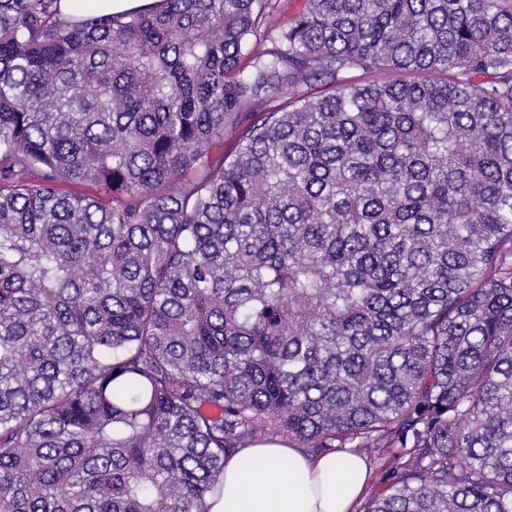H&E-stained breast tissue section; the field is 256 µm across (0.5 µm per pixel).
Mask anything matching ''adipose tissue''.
Masks as SVG:
<instances>
[{
    "instance_id": "obj_1",
    "label": "adipose tissue",
    "mask_w": 512,
    "mask_h": 512,
    "mask_svg": "<svg viewBox=\"0 0 512 512\" xmlns=\"http://www.w3.org/2000/svg\"><path fill=\"white\" fill-rule=\"evenodd\" d=\"M372 475L367 458L339 451L311 456L284 443L242 449L224 463L207 512H354Z\"/></svg>"
}]
</instances>
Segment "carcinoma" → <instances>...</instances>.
Segmentation results:
<instances>
[{
	"label": "carcinoma",
	"mask_w": 512,
	"mask_h": 512,
	"mask_svg": "<svg viewBox=\"0 0 512 512\" xmlns=\"http://www.w3.org/2000/svg\"><path fill=\"white\" fill-rule=\"evenodd\" d=\"M60 4L0 0V512L270 442L512 512V0ZM157 0H62L61 8L67 14H77L82 10L103 13H118L152 5Z\"/></svg>",
	"instance_id": "obj_1"
}]
</instances>
